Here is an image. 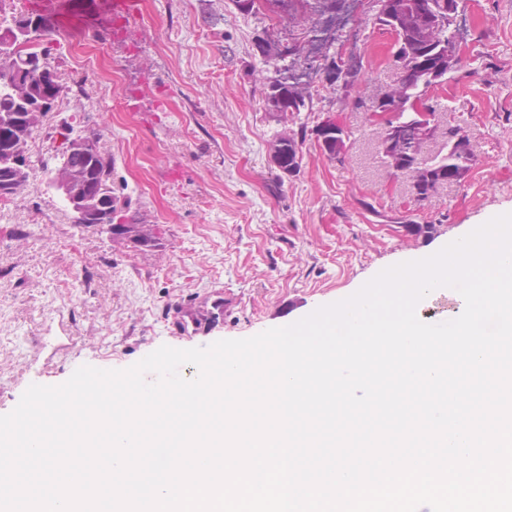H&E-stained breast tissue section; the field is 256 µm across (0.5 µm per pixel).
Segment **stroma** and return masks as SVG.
<instances>
[{
    "mask_svg": "<svg viewBox=\"0 0 512 512\" xmlns=\"http://www.w3.org/2000/svg\"><path fill=\"white\" fill-rule=\"evenodd\" d=\"M49 61L63 85L92 84L71 111L53 106L35 132L43 152L10 214L0 216V415L33 384L66 382L80 366L125 369L163 345L187 349L290 325L343 300L383 269L438 250L512 213V0H459L455 72L430 91L442 121L469 136L475 165L458 183L415 202L408 175L377 153L372 102L395 80L391 36L373 13L344 10L336 47L364 68L346 97L319 87L308 112L280 116L263 98L255 38L306 41L308 16L245 17L231 0H142L136 36L74 51L76 25L112 27L111 0H70ZM139 90L143 110L130 109ZM332 117L350 134L344 161L307 135L297 172L272 161L275 134ZM98 130L112 187L158 233L153 247L112 241L75 224L46 169L64 127ZM431 224L428 237L406 225ZM223 297L221 316L210 303ZM198 333L169 334L182 303Z\"/></svg>",
    "mask_w": 512,
    "mask_h": 512,
    "instance_id": "35a3bbf8",
    "label": "stroma"
}]
</instances>
